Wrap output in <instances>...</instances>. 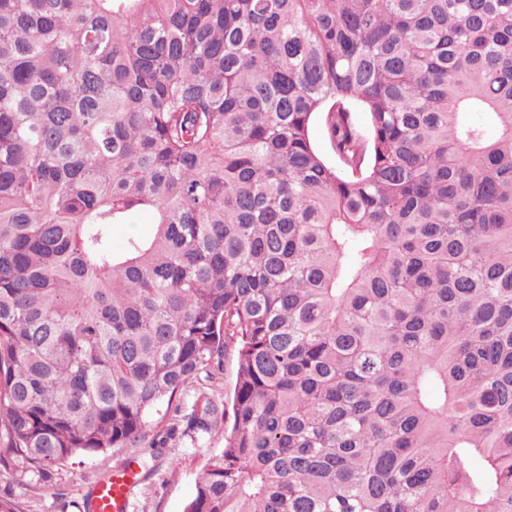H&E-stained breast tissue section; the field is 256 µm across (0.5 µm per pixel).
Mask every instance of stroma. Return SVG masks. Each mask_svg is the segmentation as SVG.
Here are the masks:
<instances>
[{
    "label": "stroma",
    "mask_w": 512,
    "mask_h": 512,
    "mask_svg": "<svg viewBox=\"0 0 512 512\" xmlns=\"http://www.w3.org/2000/svg\"><path fill=\"white\" fill-rule=\"evenodd\" d=\"M220 446L216 437L182 435L161 448H111L72 460L44 481L1 472L0 494L15 503L17 512H85L94 484L130 461L138 482L130 491L128 512H184L207 457Z\"/></svg>",
    "instance_id": "obj_1"
}]
</instances>
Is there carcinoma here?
<instances>
[{"instance_id":"cac0c4a2","label":"carcinoma","mask_w":512,"mask_h":512,"mask_svg":"<svg viewBox=\"0 0 512 512\" xmlns=\"http://www.w3.org/2000/svg\"><path fill=\"white\" fill-rule=\"evenodd\" d=\"M181 425L184 512H512V0H0V472ZM154 215L149 211L134 215L128 224H116L112 226V249L121 252L126 246L127 239L131 235H145L152 230ZM234 377L235 362L234 359L230 357L224 361L223 374L219 377V379L215 380L214 383H211V386H206L208 388L202 389L197 382H192L185 385L183 389L182 401L186 406V410L190 411L191 406L198 399V397H200L201 392L199 389H201L206 396L217 401L222 397L226 401L230 399L232 395Z\"/></svg>"}]
</instances>
